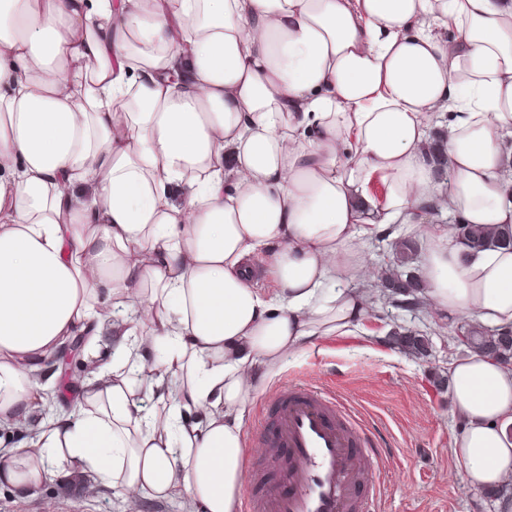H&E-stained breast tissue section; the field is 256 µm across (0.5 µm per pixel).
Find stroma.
<instances>
[{"label": "stroma", "instance_id": "1", "mask_svg": "<svg viewBox=\"0 0 512 512\" xmlns=\"http://www.w3.org/2000/svg\"><path fill=\"white\" fill-rule=\"evenodd\" d=\"M470 322L465 314H416L378 298L357 335L326 338L320 351L298 352L278 373L259 377L243 432L255 430L275 385H324L363 418L386 453L382 469L369 473L386 486L371 512H497L484 489L468 484L453 455L464 422L453 405L448 369L471 353L453 339L455 329ZM397 327L427 332V356L390 344ZM0 512H122V503L108 489L92 495L78 483L55 481L31 498L1 486Z\"/></svg>", "mask_w": 512, "mask_h": 512}]
</instances>
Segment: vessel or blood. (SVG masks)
Returning a JSON list of instances; mask_svg holds the SVG:
<instances>
[{
	"label": "vessel or blood",
	"mask_w": 512,
	"mask_h": 512,
	"mask_svg": "<svg viewBox=\"0 0 512 512\" xmlns=\"http://www.w3.org/2000/svg\"><path fill=\"white\" fill-rule=\"evenodd\" d=\"M256 443L285 452L291 465L282 485L248 497L244 512H366L382 493V482H363L379 461L369 429L329 389L274 388Z\"/></svg>",
	"instance_id": "obj_1"
}]
</instances>
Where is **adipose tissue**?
<instances>
[{
	"mask_svg": "<svg viewBox=\"0 0 512 512\" xmlns=\"http://www.w3.org/2000/svg\"><path fill=\"white\" fill-rule=\"evenodd\" d=\"M508 137L512 0H0V482L238 512L259 377L358 331L363 244L435 200L457 222L423 234L424 308L512 326V250L456 228L512 225ZM79 335L76 408L37 420ZM449 378L470 486L512 483V365Z\"/></svg>",
	"mask_w": 512,
	"mask_h": 512,
	"instance_id": "obj_1",
	"label": "adipose tissue"
}]
</instances>
